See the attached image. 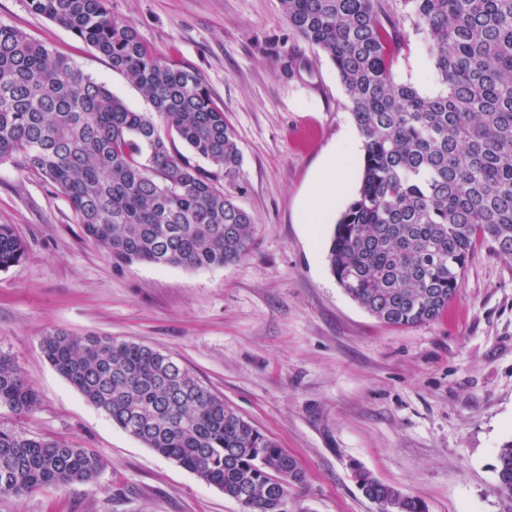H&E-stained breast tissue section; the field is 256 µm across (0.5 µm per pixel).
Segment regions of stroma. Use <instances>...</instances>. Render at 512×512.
<instances>
[{"label": "stroma", "instance_id": "obj_1", "mask_svg": "<svg viewBox=\"0 0 512 512\" xmlns=\"http://www.w3.org/2000/svg\"><path fill=\"white\" fill-rule=\"evenodd\" d=\"M0 0V22L69 56L130 108L152 106L71 32ZM163 56L194 70L235 131L243 162L226 193L256 219L238 264L189 270L117 264L89 241L68 201L0 163V224L25 245L0 271V351L36 389L37 407L0 425L99 454L91 483L1 498L0 512H240L194 473L130 436L46 360L62 329L148 345L293 455L305 473L291 512H376L361 465L428 512H512L496 491V454L512 438V258L480 246L455 298L432 322L384 325L332 276L333 224L362 174L317 220L304 202L328 152L362 139L334 64L294 32L279 0H107ZM404 38L393 77L437 89L425 35L387 0Z\"/></svg>", "mask_w": 512, "mask_h": 512}]
</instances>
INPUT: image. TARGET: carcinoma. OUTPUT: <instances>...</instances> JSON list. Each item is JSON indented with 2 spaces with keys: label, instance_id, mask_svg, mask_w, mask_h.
Returning <instances> with one entry per match:
<instances>
[{
  "label": "carcinoma",
  "instance_id": "1",
  "mask_svg": "<svg viewBox=\"0 0 512 512\" xmlns=\"http://www.w3.org/2000/svg\"><path fill=\"white\" fill-rule=\"evenodd\" d=\"M425 34L439 90L395 82L400 42L382 0H280L288 26L335 65L363 142L360 185L327 253L340 288L381 322L437 320L475 247L512 256V0H402ZM106 57L152 104L138 112L63 54L0 23V162L19 160L66 198L76 223L117 263L199 269L248 254L255 218L217 187L234 178L236 134L198 74L169 63L107 0H29ZM181 140L189 155L169 144ZM24 244L0 224V271ZM48 362L117 427L194 473L241 512H283L304 481L296 459L171 356L107 336L45 333ZM38 394L0 354V406L32 411ZM102 458L0 426V497L89 483ZM512 498V440L497 452ZM377 512L425 504L362 467Z\"/></svg>",
  "mask_w": 512,
  "mask_h": 512
}]
</instances>
